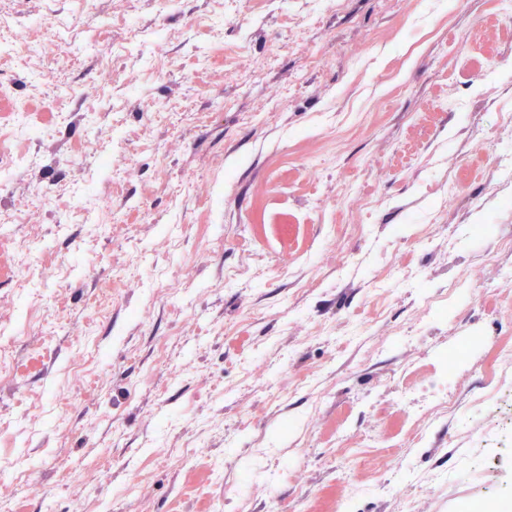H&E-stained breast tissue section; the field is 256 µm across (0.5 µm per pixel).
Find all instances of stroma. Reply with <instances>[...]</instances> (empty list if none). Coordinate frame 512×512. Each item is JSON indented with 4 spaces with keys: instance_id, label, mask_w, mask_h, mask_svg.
Returning a JSON list of instances; mask_svg holds the SVG:
<instances>
[{
    "instance_id": "1",
    "label": "stroma",
    "mask_w": 512,
    "mask_h": 512,
    "mask_svg": "<svg viewBox=\"0 0 512 512\" xmlns=\"http://www.w3.org/2000/svg\"><path fill=\"white\" fill-rule=\"evenodd\" d=\"M508 11L0 0L18 512H462L475 465L512 499L511 427L463 411L413 445L430 396L466 402L512 346V305L448 294L495 279L481 254L512 234V175L478 148L512 155ZM385 448L409 456L388 470Z\"/></svg>"
}]
</instances>
